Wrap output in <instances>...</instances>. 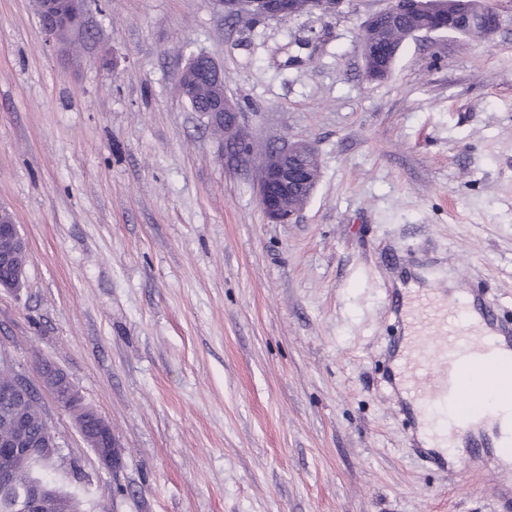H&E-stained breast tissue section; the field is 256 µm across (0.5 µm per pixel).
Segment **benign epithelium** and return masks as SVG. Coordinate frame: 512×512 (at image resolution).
Returning <instances> with one entry per match:
<instances>
[{"label": "benign epithelium", "instance_id": "benign-epithelium-1", "mask_svg": "<svg viewBox=\"0 0 512 512\" xmlns=\"http://www.w3.org/2000/svg\"><path fill=\"white\" fill-rule=\"evenodd\" d=\"M213 5L229 16L247 15L253 19L286 20L306 12L319 11L331 14L342 0H212ZM51 0H39L38 9L44 31L50 37L62 32L85 33L88 29L87 0H75L72 15L64 26H59L51 13ZM410 16L415 25L411 34L454 33L460 35L480 33L484 38L496 34L503 26L504 18L488 0H389L386 8L370 14L362 30L360 52L366 74L372 80L381 79L387 73L399 52L393 43L380 40L378 25L384 18L391 20ZM192 60L199 63L195 74L179 82V92L187 96L191 86L201 82L211 86L216 107L208 112L210 123L221 124L232 133L229 140L231 158L248 155V134L241 123L239 108L224 94V75L218 65L207 55L198 54ZM317 150L309 141H285L269 148L258 169V199L266 217L279 224H290L310 200L319 178ZM28 245L18 233L12 221L0 223V261H16L26 253ZM10 371L9 386L0 387V392L9 397L36 396L33 388L16 372L12 360L0 356V370ZM43 383L49 389L58 406L72 408L81 401V396L67 384L65 375L58 370H43ZM15 450L23 449L34 456L53 457L58 452L55 437L51 432L39 440L21 436L8 444ZM92 448L103 465L112 467L115 462L112 427L101 417H96V429L92 436ZM21 508L25 512H46L48 502L46 489L39 481L32 483L21 494Z\"/></svg>", "mask_w": 512, "mask_h": 512}]
</instances>
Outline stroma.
I'll use <instances>...</instances> for the list:
<instances>
[{
    "mask_svg": "<svg viewBox=\"0 0 512 512\" xmlns=\"http://www.w3.org/2000/svg\"><path fill=\"white\" fill-rule=\"evenodd\" d=\"M490 40L408 38L383 80L359 36L386 0L229 17L211 0H102L49 39L0 0V209L28 244L0 288V352L38 392L48 473L86 512H512L496 448L443 469L399 415L387 291L473 286L512 320V0ZM224 70L250 157L190 109L194 54ZM314 142L295 223L259 160ZM63 372L112 428L105 468L45 389Z\"/></svg>",
    "mask_w": 512,
    "mask_h": 512,
    "instance_id": "35a3bbf8",
    "label": "stroma"
}]
</instances>
